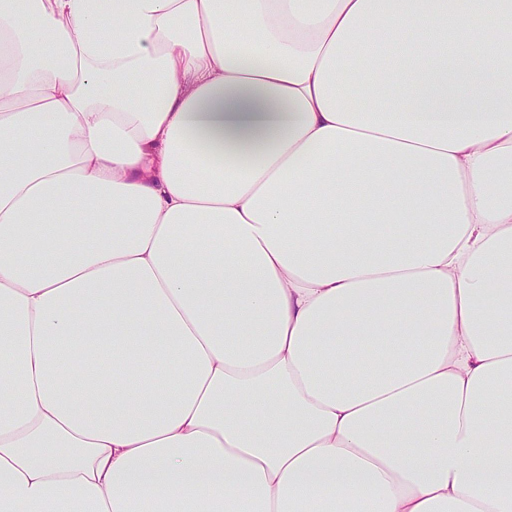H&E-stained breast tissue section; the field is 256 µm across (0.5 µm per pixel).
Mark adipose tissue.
I'll return each instance as SVG.
<instances>
[{
    "instance_id": "1",
    "label": "adipose tissue",
    "mask_w": 512,
    "mask_h": 512,
    "mask_svg": "<svg viewBox=\"0 0 512 512\" xmlns=\"http://www.w3.org/2000/svg\"><path fill=\"white\" fill-rule=\"evenodd\" d=\"M0 512H512V0H0Z\"/></svg>"
}]
</instances>
